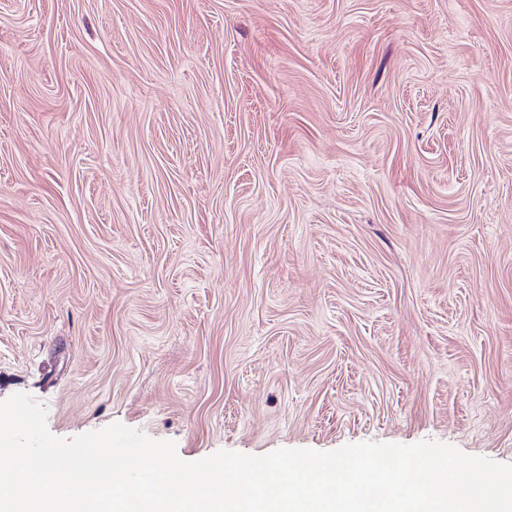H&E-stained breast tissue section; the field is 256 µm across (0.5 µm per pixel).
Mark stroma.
<instances>
[{"mask_svg":"<svg viewBox=\"0 0 512 512\" xmlns=\"http://www.w3.org/2000/svg\"><path fill=\"white\" fill-rule=\"evenodd\" d=\"M218 451L512 464V0H0V401Z\"/></svg>","mask_w":512,"mask_h":512,"instance_id":"35a3bbf8","label":"stroma"}]
</instances>
